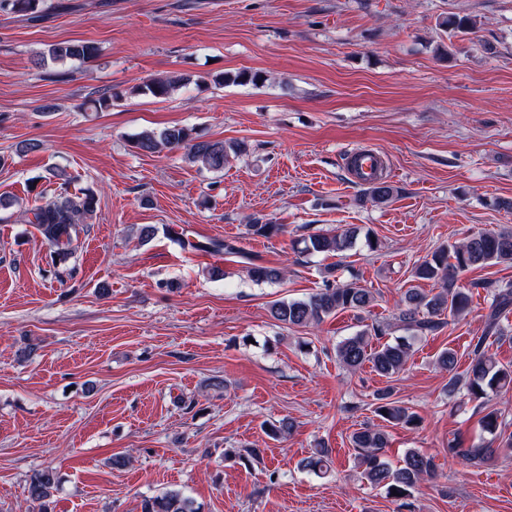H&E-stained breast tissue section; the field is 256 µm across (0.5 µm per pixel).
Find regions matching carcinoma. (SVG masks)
I'll return each instance as SVG.
<instances>
[{"label": "carcinoma", "instance_id": "1", "mask_svg": "<svg viewBox=\"0 0 512 512\" xmlns=\"http://www.w3.org/2000/svg\"><path fill=\"white\" fill-rule=\"evenodd\" d=\"M44 0H0V9H7L21 16L36 18L43 12ZM440 26L466 33L474 28L471 19L454 16L443 19ZM98 57V47L89 41L72 40L54 44L36 54L35 64L73 60L92 61ZM262 75L246 70L227 73L222 78L226 84H256ZM183 82L177 77H157L144 82L136 93L154 98H167ZM134 147L144 153L154 154L164 150L182 149L187 159L202 167L221 172L231 160L247 153L243 142L212 140L193 127L170 126L159 131L145 130L134 140ZM55 177L61 180L60 197L26 210L27 223L36 226L44 241L53 249L54 259L64 260L71 254V245L83 215L94 211L95 193L81 190V195L68 193L67 173L59 168ZM395 188L377 176L368 183L362 201L385 203L392 199ZM360 228L351 226L340 233H317L303 239L302 252L337 255L354 247ZM512 263V228L498 231H477L459 242L443 245L423 257L411 271V281H431L437 288L425 292L411 285L402 289L401 308L395 320L407 332L405 336L387 337L388 325H367L356 334L336 344V359L348 371L355 372L369 364L379 376L391 379L406 369L411 356L412 341L433 335L449 322L446 316L459 318L471 305L473 290L483 289L489 298L488 313L482 335L470 344L469 364L463 372L457 371V352L448 347L439 352L436 367L448 373V396L457 394L470 402L478 403L484 415L481 418L485 432L500 438L499 447L512 448V435L503 437L499 432L503 420L501 413L487 405L491 394L512 389V365L498 361L490 347L503 336L500 318L512 310V283L489 280L459 283V274L490 264ZM249 277L257 283L275 284L285 277V270L277 266L249 263ZM375 301L373 292L358 285L326 282L324 287L304 299H278L271 303L272 318L288 328L316 327L325 319L339 312H363ZM375 413L381 423L353 432L352 447L358 450L360 475L387 494L397 492L393 499L397 512H416L413 492L423 481L438 477L434 457L416 449L406 451L403 464L393 468L383 459V449L388 447L386 425L416 426L420 416L410 408L392 399L389 387L379 390L375 397ZM294 429V422L282 418L266 424V433L272 438H284ZM497 449L492 443L466 444L454 438L448 441V455L468 462L474 467L484 466L494 460ZM303 468L317 476L325 475L329 468V449L318 448L302 461ZM58 486L56 472L44 469L34 473L27 485V498L38 505V512H50L51 499ZM141 512H200L193 499L176 490L145 498Z\"/></svg>", "mask_w": 512, "mask_h": 512}]
</instances>
